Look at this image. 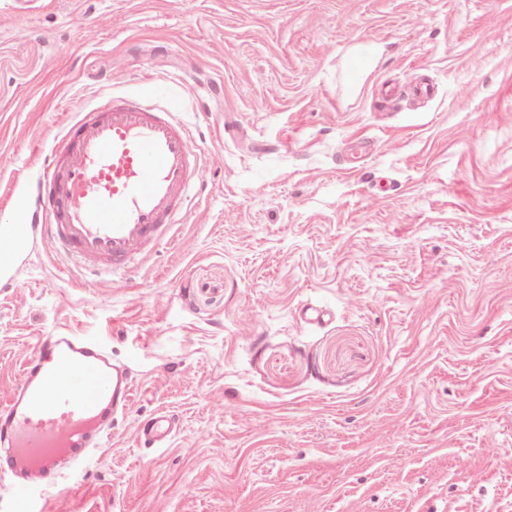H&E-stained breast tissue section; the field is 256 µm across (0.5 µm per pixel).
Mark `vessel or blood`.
I'll return each mask as SVG.
<instances>
[{"label": "vessel or blood", "instance_id": "1", "mask_svg": "<svg viewBox=\"0 0 512 512\" xmlns=\"http://www.w3.org/2000/svg\"><path fill=\"white\" fill-rule=\"evenodd\" d=\"M151 91L72 113L16 200L18 224L0 237L47 247L86 287L122 288L147 250L171 240L189 199L209 191L205 152L173 109L150 107ZM130 365L113 363L91 336L40 337L9 398L0 403V473L10 478V512H44L52 485L80 471L108 441L130 402ZM174 415L137 424L140 447H166Z\"/></svg>", "mask_w": 512, "mask_h": 512}]
</instances>
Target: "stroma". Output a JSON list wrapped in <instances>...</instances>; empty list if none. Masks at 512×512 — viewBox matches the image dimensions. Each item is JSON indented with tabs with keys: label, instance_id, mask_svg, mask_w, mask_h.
<instances>
[{
	"label": "stroma",
	"instance_id": "obj_1",
	"mask_svg": "<svg viewBox=\"0 0 512 512\" xmlns=\"http://www.w3.org/2000/svg\"><path fill=\"white\" fill-rule=\"evenodd\" d=\"M360 43L388 53L351 95ZM160 52L209 194L128 287L39 249L0 289V400L56 328L133 366L54 512H512V0H0V224ZM176 419L166 411H156L137 424V441L141 448H165L175 435Z\"/></svg>",
	"mask_w": 512,
	"mask_h": 512
}]
</instances>
